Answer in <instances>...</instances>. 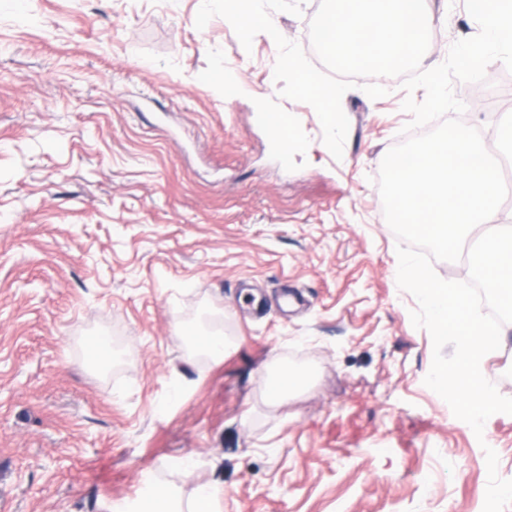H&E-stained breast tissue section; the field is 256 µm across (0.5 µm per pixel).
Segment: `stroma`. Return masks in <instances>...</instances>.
I'll return each instance as SVG.
<instances>
[{
	"label": "stroma",
	"mask_w": 512,
	"mask_h": 512,
	"mask_svg": "<svg viewBox=\"0 0 512 512\" xmlns=\"http://www.w3.org/2000/svg\"><path fill=\"white\" fill-rule=\"evenodd\" d=\"M200 5L0 0V512H118L147 473L184 507L218 488L221 512H483L485 448L512 479V415L475 436L425 385L432 340L375 183L409 94L347 91L334 159L281 97L271 36L197 29ZM319 5L272 15L309 57ZM428 8L425 69L479 31L463 0ZM454 90L470 126L512 112V83ZM183 323L227 336L223 358ZM275 363L312 381L272 406Z\"/></svg>",
	"instance_id": "35a3bbf8"
}]
</instances>
